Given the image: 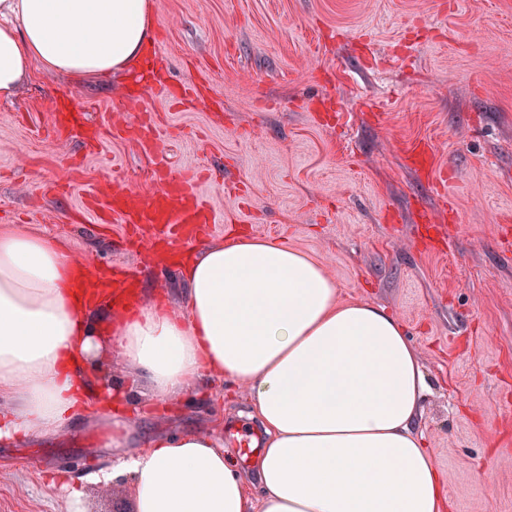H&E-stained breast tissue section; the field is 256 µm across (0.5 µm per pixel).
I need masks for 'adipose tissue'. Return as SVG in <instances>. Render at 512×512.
Here are the masks:
<instances>
[{"mask_svg": "<svg viewBox=\"0 0 512 512\" xmlns=\"http://www.w3.org/2000/svg\"><path fill=\"white\" fill-rule=\"evenodd\" d=\"M150 0H0V99L33 68L127 74L153 35ZM61 242L0 225V442L46 438L102 395L135 400L83 364L119 355L160 402L200 379L244 384L265 442L242 469L219 428L153 435L118 460L137 512H445V480L414 429L430 385L403 325L347 303L322 266L235 233L194 253L177 312L152 303L91 326Z\"/></svg>", "mask_w": 512, "mask_h": 512, "instance_id": "ef3b65f1", "label": "adipose tissue"}]
</instances>
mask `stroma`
I'll list each match as a JSON object with an SVG mask.
<instances>
[{
  "mask_svg": "<svg viewBox=\"0 0 512 512\" xmlns=\"http://www.w3.org/2000/svg\"><path fill=\"white\" fill-rule=\"evenodd\" d=\"M154 39L172 83L206 79L221 111L159 114L156 155L106 138L86 154L78 133L48 128L54 95L96 102L94 122L121 110V76L83 81L35 72L0 101V215L61 240L98 267L143 268L121 224L71 222L113 179L144 189L158 158L172 170L212 167L199 188L213 206L210 242L234 227L319 263L340 298L382 306L405 327L432 392L417 429L443 472L453 512H512V0H151ZM429 144L446 183L427 186L401 156ZM446 221L431 248L419 213ZM443 219V218H442ZM248 389L221 377L173 403L123 409L133 443L158 429L224 427L244 456L260 428ZM83 419L47 444H0V512H136L131 483L103 481L112 451Z\"/></svg>",
  "mask_w": 512,
  "mask_h": 512,
  "instance_id": "stroma-1",
  "label": "stroma"
}]
</instances>
